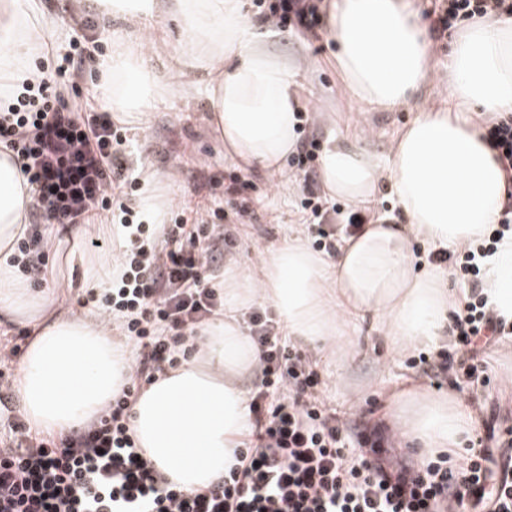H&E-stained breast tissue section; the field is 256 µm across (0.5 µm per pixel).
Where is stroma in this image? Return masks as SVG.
<instances>
[{"label":"stroma","mask_w":512,"mask_h":512,"mask_svg":"<svg viewBox=\"0 0 512 512\" xmlns=\"http://www.w3.org/2000/svg\"><path fill=\"white\" fill-rule=\"evenodd\" d=\"M43 4L45 13L60 22L58 48L37 57L35 64L52 74L64 56L87 52L85 32L79 23L95 19L96 13L88 0H43ZM274 48L286 58L307 57L317 61L312 75L314 107L305 113L299 135L316 138L323 145L344 135L347 126L365 124L372 130L367 148L380 160H387L395 137L419 109L448 98V86L438 77L424 85L411 104L386 111L372 110L349 102L340 93V80L332 64L336 43L328 31H321L316 40L299 32L281 31ZM127 126L137 139L147 178L157 180L164 197L171 202L167 221H174L180 204L200 201L203 192L223 197L224 179L232 173L235 163L225 154L223 140L212 131L210 103L204 90L196 89L188 95L172 91L160 110L144 113L138 120L128 121ZM249 181V188L242 190L241 195L260 219H248L238 225L234 244L228 252L218 255L213 264L216 274H223L232 259L245 267L254 266L261 249L275 248L306 232L300 208L301 181L291 178L281 182L254 170L249 173ZM359 334V351L341 369L318 358L315 348H300L301 353L316 359L324 396L347 419L371 426L384 424L387 392L413 379L431 389L439 387L459 393L472 408L475 434H483L482 423L490 418L503 428L512 423L506 417L512 407V386L503 381L504 375L512 373V338L503 339L489 352L486 361L493 382L483 386L452 374L437 381L428 379L412 355L388 357L369 324H362Z\"/></svg>","instance_id":"stroma-1"}]
</instances>
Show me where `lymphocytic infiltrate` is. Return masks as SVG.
<instances>
[{"instance_id":"1","label":"lymphocytic infiltrate","mask_w":512,"mask_h":512,"mask_svg":"<svg viewBox=\"0 0 512 512\" xmlns=\"http://www.w3.org/2000/svg\"><path fill=\"white\" fill-rule=\"evenodd\" d=\"M323 0H254L279 30L316 34ZM433 30L445 36L459 23L512 17V0H437ZM80 89L64 96L53 76L35 94L0 112V145L11 150L31 197V225L17 242L21 273L46 280L45 224H85L93 212L117 210L112 252L120 271L96 302L99 314L133 345L130 383L98 424L60 438L32 436L9 422L0 442V512H512V428L488 425L460 462L438 456L427 465L394 461L397 432L341 420L322 398L312 362L288 345L278 322L249 315L260 377L250 397L252 429L235 450L221 481L201 490L170 482L138 448L129 426L141 384L177 366L188 343L224 300L211 274L219 245L232 227L196 213L176 224H144L128 199L144 165L133 163L125 127L103 104H80ZM484 138L512 183V114L485 125ZM317 142L300 145L293 161L304 181L300 207L315 232L314 247L336 251L331 208L320 194L313 163ZM500 226L457 257L441 250L429 263H453L465 300L454 312L450 341L433 355L425 375L463 373L490 384L484 355L512 335L483 294L482 259L512 229V190Z\"/></svg>"}]
</instances>
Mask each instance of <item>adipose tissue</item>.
Returning a JSON list of instances; mask_svg holds the SVG:
<instances>
[{"mask_svg": "<svg viewBox=\"0 0 512 512\" xmlns=\"http://www.w3.org/2000/svg\"><path fill=\"white\" fill-rule=\"evenodd\" d=\"M100 21H124L113 52L97 62L101 97L115 111L150 112L165 103V71L185 87H204L211 124L226 153L268 175L296 147L300 113L312 95L310 68L273 50L271 28L255 24L245 0H94ZM37 0H0V105L12 103L40 74L33 60L53 34L50 19L34 24ZM181 22L187 44L156 63L166 41L161 17ZM345 96L390 110L406 104L435 77L431 40L409 0H332L327 18ZM448 100L420 111L396 136L387 163L362 147L366 129L332 138L320 159L329 195L369 211L360 233L343 238L329 257L299 237L262 258L252 275L224 269V313L195 340L193 358L158 375L131 404L136 444L157 471L180 486L202 489L222 478L233 451L250 430L242 376L259 361L240 313L255 300L271 304L287 336L320 344L345 367L359 348L357 329L371 323L391 353L444 339L462 295L433 264L415 267L411 241L461 248L482 240L498 223L505 179L474 112H512V18H484L457 33L448 54ZM22 177L0 150V318L30 331L16 394L37 435H60L88 425L120 393L131 373L130 352L112 338L103 317H76L62 296H34L13 261L30 199ZM387 185L406 218L402 227L375 214L376 191ZM484 287L494 310L512 322V234L484 264ZM391 420L423 447L465 454L473 420L463 399L433 395L416 383L392 391Z\"/></svg>", "mask_w": 512, "mask_h": 512, "instance_id": "adipose-tissue-1", "label": "adipose tissue"}]
</instances>
